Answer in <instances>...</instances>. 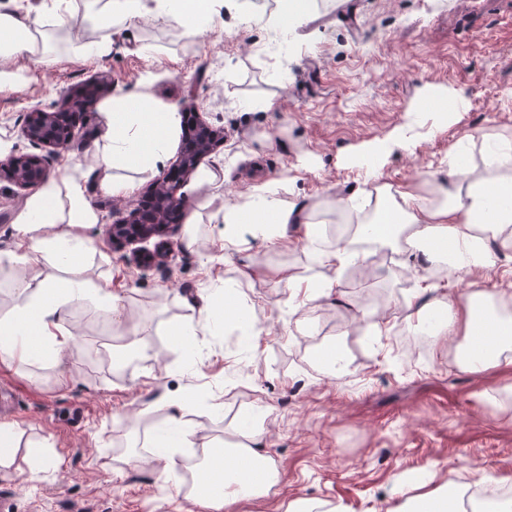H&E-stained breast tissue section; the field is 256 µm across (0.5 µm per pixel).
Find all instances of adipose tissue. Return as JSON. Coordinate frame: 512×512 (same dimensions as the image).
Masks as SVG:
<instances>
[{"label":"adipose tissue","instance_id":"adipose-tissue-1","mask_svg":"<svg viewBox=\"0 0 512 512\" xmlns=\"http://www.w3.org/2000/svg\"><path fill=\"white\" fill-rule=\"evenodd\" d=\"M170 8L169 0H104L90 20L123 27L147 12L166 17ZM20 54L41 63L49 60L45 42L33 34L26 15L17 10L0 13V60ZM142 103L139 95L113 100L106 115L110 145L100 159L103 172H110L117 159L133 166H153L167 157L178 114L171 109L146 110ZM365 183L375 211L406 226L411 239L420 244V264L444 262L449 272L474 278L471 290L458 301L448 297L445 284L424 279L421 293L434 294L435 299L431 306L414 312L417 324L426 323L429 311H436L442 335L461 336L471 343L463 371L477 372L512 361V289L488 290L475 278L476 273L494 268L496 252L512 251V147L498 149L479 177L468 166L450 163L447 180L432 179L425 195L413 184L380 181L372 166L365 172ZM98 221L82 184L68 176L45 182L28 200L16 221L17 244L9 256L27 274L15 283L21 303L0 315V363L34 361L67 349L73 342L70 305L86 295H94L105 311H118L120 299L109 282L93 281L81 264L92 248L85 230ZM225 221L247 226L271 244L281 242L286 225H304L305 247L321 265L337 271L364 258L363 253L343 247L321 249L315 212L293 204L254 201L228 209ZM37 255L46 259V267L34 266ZM61 271L72 275L67 284L58 282ZM156 407L166 411L167 428L150 445L157 450L160 477L170 494L188 495L201 512H233L238 503L274 485L264 458L252 446L237 443L225 449L222 457L205 459L208 470L223 471L222 483L209 480L185 488L179 451L196 447L197 432L184 420L181 404L162 398Z\"/></svg>","mask_w":512,"mask_h":512}]
</instances>
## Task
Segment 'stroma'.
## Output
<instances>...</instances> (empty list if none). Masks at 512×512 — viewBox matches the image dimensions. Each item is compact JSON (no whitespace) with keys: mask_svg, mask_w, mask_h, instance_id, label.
I'll return each mask as SVG.
<instances>
[{"mask_svg":"<svg viewBox=\"0 0 512 512\" xmlns=\"http://www.w3.org/2000/svg\"><path fill=\"white\" fill-rule=\"evenodd\" d=\"M40 2L29 0L30 17L58 48L47 64L18 60L14 78L0 81V143L9 156L40 154L23 133L27 112L56 110L89 82L103 86L73 115L86 150L51 161L50 177L83 185L100 221L86 231L94 251L82 263L110 281L121 306L113 315L90 297L73 302L70 348L0 363V422L15 424L22 443L13 470L0 472V512H198L165 495L148 447H127L133 430L163 427L154 407L163 396L185 403L202 440L255 433L278 488L237 512H285L299 498L387 512L415 472L450 485L512 475V364L462 372L447 337L420 342L409 301L427 271L409 255L375 247L358 276L338 273L303 248L300 224L276 246L247 233L238 248H221L226 207L257 196L320 202L331 221L337 200L362 187L363 146L408 124L417 135L409 149L383 153V181H416L455 155L483 172L489 145L512 142V0H312L272 46V27L246 0H213L200 28L144 15L120 30L89 24L92 0H67L68 26L58 29L41 19ZM85 38L110 41L111 53L86 59L59 48ZM428 87L464 89L465 112L413 111ZM142 88L150 107L197 114L224 132L179 187L188 205L182 229L165 239V268L140 263L105 233L118 202L97 161L108 147L105 113ZM186 135L177 130L162 163L118 159L112 175L135 182L134 199L149 197ZM27 200L0 180L2 255L15 247ZM219 254L214 272L237 288L236 306L259 335L195 332L213 287L202 264ZM277 267L317 289L294 293L273 276ZM334 349L348 379L330 373L324 355Z\"/></svg>","mask_w":512,"mask_h":512,"instance_id":"obj_1","label":"stroma"}]
</instances>
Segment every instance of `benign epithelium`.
<instances>
[{
    "instance_id": "7a95c632",
    "label": "benign epithelium",
    "mask_w": 512,
    "mask_h": 512,
    "mask_svg": "<svg viewBox=\"0 0 512 512\" xmlns=\"http://www.w3.org/2000/svg\"><path fill=\"white\" fill-rule=\"evenodd\" d=\"M56 111H47L38 107L27 112L24 127L25 137L34 145L48 149V155H59L66 150L71 134L58 130ZM200 137L186 144L179 154L175 167L157 180L152 201L158 203L150 209L142 203L135 206L123 205L116 208L118 217L107 225V234L112 243L126 247L144 243L155 236H164L179 230L180 225L168 224L161 217L163 207L183 209L177 196L183 176L190 174L201 158L213 149L216 141L224 139V132L200 123ZM6 176L19 189L33 190L43 184L50 175L47 160L37 155H13L0 164V177Z\"/></svg>"
}]
</instances>
